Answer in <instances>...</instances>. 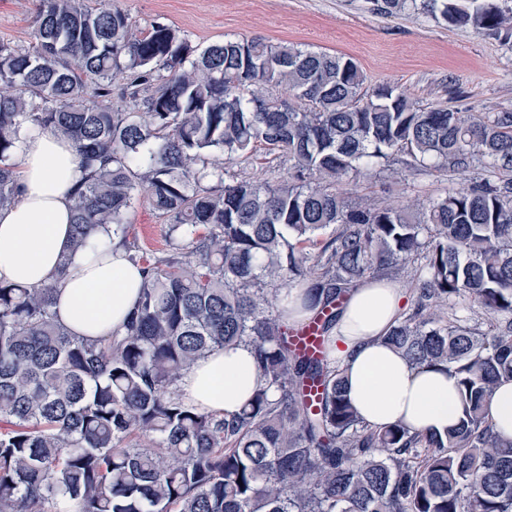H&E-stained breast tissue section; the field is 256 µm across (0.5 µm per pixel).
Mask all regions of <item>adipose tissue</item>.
I'll use <instances>...</instances> for the list:
<instances>
[{"label": "adipose tissue", "instance_id": "ef3b65f1", "mask_svg": "<svg viewBox=\"0 0 512 512\" xmlns=\"http://www.w3.org/2000/svg\"><path fill=\"white\" fill-rule=\"evenodd\" d=\"M21 198L0 209V281L56 284L58 321L81 337L122 334L140 297L143 275L123 247L89 258L75 256L58 274L70 244L73 199L86 171L74 145L35 127L14 158ZM403 290L388 279L351 288L332 333L331 356L344 368L347 394L360 416L383 427L402 422L439 432L455 426L461 406L455 382L435 369L412 366L383 342L399 319ZM260 384L250 346L216 350L176 381L175 397L206 413L231 415Z\"/></svg>", "mask_w": 512, "mask_h": 512}]
</instances>
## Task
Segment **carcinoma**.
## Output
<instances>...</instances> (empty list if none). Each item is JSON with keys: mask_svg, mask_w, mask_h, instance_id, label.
Instances as JSON below:
<instances>
[{"mask_svg": "<svg viewBox=\"0 0 512 512\" xmlns=\"http://www.w3.org/2000/svg\"><path fill=\"white\" fill-rule=\"evenodd\" d=\"M512 39L498 0H367ZM286 89L290 98L279 96ZM128 109L112 108V92ZM33 126L89 170L71 253L111 239L146 273L120 336L72 335L54 290L0 282V512H512V441L487 412L512 380V111L423 108L358 63L263 38L192 45L89 0H40L32 41L0 40V208ZM263 151L271 185L233 168ZM480 169L468 189L393 205L343 186L397 154ZM147 198L169 250L146 258L126 216ZM419 262L413 313L384 342L457 380L462 418L437 434L373 428L347 398L330 341L348 290ZM283 288L319 308V350L295 346ZM467 300L488 330L448 320ZM251 346L262 385L231 418L176 398L196 360Z\"/></svg>", "mask_w": 512, "mask_h": 512, "instance_id": "obj_1", "label": "carcinoma"}]
</instances>
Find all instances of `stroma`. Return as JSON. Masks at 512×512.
<instances>
[{
    "instance_id": "stroma-1",
    "label": "stroma",
    "mask_w": 512,
    "mask_h": 512,
    "mask_svg": "<svg viewBox=\"0 0 512 512\" xmlns=\"http://www.w3.org/2000/svg\"><path fill=\"white\" fill-rule=\"evenodd\" d=\"M137 30L160 22L192 44L261 37L353 58L367 87L397 86L422 106L462 112L512 111V40L430 15L385 18L364 0H109ZM39 0H0V39L29 44ZM476 172L413 170L397 156L388 170L350 185L359 196L403 203L468 188ZM130 234L147 255L168 248L167 226L147 201L130 210Z\"/></svg>"
}]
</instances>
